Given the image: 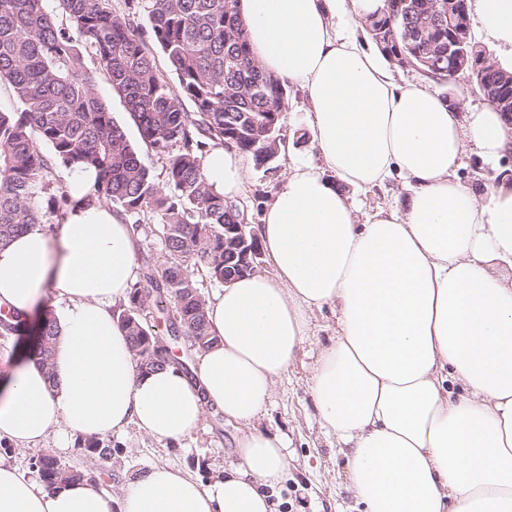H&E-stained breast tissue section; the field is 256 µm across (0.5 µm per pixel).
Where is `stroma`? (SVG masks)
I'll return each instance as SVG.
<instances>
[{"instance_id": "1", "label": "stroma", "mask_w": 512, "mask_h": 512, "mask_svg": "<svg viewBox=\"0 0 512 512\" xmlns=\"http://www.w3.org/2000/svg\"><path fill=\"white\" fill-rule=\"evenodd\" d=\"M307 104L300 88H292L288 105L281 115L284 147L277 172L266 174L249 169L242 202L253 219H260L264 207L279 188L292 161H317L318 153L305 125ZM335 326L330 310L314 312L311 336L302 364L285 372L275 383L266 414L258 421L260 429L283 435L291 457L288 476L271 491L273 512H360L347 489L346 461L336 448L334 437L320 428L308 390L310 367ZM237 423L218 419L207 410L195 434L179 442L159 441L146 436L137 426L120 434L106 435L113 454L109 460L83 455L77 438L50 435L46 441L25 450L10 442L0 443V456L24 471L31 470L38 455L51 453L61 464L91 477L113 499H120L126 482L149 466L168 465L206 481L224 467L236 462Z\"/></svg>"}]
</instances>
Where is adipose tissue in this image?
Masks as SVG:
<instances>
[{"label":"adipose tissue","instance_id":"1","mask_svg":"<svg viewBox=\"0 0 512 512\" xmlns=\"http://www.w3.org/2000/svg\"><path fill=\"white\" fill-rule=\"evenodd\" d=\"M467 6L512 72V0ZM238 7L256 61L301 87L320 157L293 162L262 214L268 271L208 301L218 342L192 374L139 371L113 314L135 278L132 229L106 202L85 204L97 173L75 168L56 232L36 224L0 246V308L49 303L59 327L49 365L29 349L0 380V438L26 449L56 429L102 437L133 424L178 441L213 408L242 428L239 461L206 482L154 465L116 502L88 478L52 487L0 457V512H271L265 490L285 480L288 451L256 422L325 308L336 333L310 392L364 512H512V175L482 191L455 178L469 155L494 165L511 153L512 121L398 83L357 34L385 0ZM246 176L235 148L204 161L225 199ZM395 178L402 205L358 217L353 192Z\"/></svg>","mask_w":512,"mask_h":512}]
</instances>
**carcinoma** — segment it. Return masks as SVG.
I'll return each mask as SVG.
<instances>
[{
	"instance_id": "1",
	"label": "carcinoma",
	"mask_w": 512,
	"mask_h": 512,
	"mask_svg": "<svg viewBox=\"0 0 512 512\" xmlns=\"http://www.w3.org/2000/svg\"><path fill=\"white\" fill-rule=\"evenodd\" d=\"M47 2L0 0V83L10 86L22 107L0 108V245L43 223L34 198L59 166L94 167L95 196L120 206L135 233L144 229L145 211L159 213L168 260L148 268L114 311L140 368L149 371L171 362L163 337L142 321L151 303L172 305L167 333L190 337L191 350L202 352L216 342L189 266L219 284L226 270L244 276L224 251V225L247 224L249 215L241 203L209 191L203 162L213 148L232 145L255 169L277 171L280 117L291 82L264 71L253 57L238 0H127L125 12L113 9L112 0H55L51 10ZM385 2L384 11L365 22L376 47L388 58L404 53L433 80L451 79L459 64L448 55V0ZM142 14L145 26L138 22ZM89 48L142 141L166 157V188L156 184L100 98L86 65ZM483 82L493 105L500 94L512 96V73L495 63ZM39 141L50 154L39 150ZM21 328L18 314L0 315L1 336ZM57 334L53 321L42 324L37 351L44 364ZM80 448L91 457L112 458V446L98 438L85 439ZM33 468L49 485L83 477L49 453L37 457Z\"/></svg>"
}]
</instances>
